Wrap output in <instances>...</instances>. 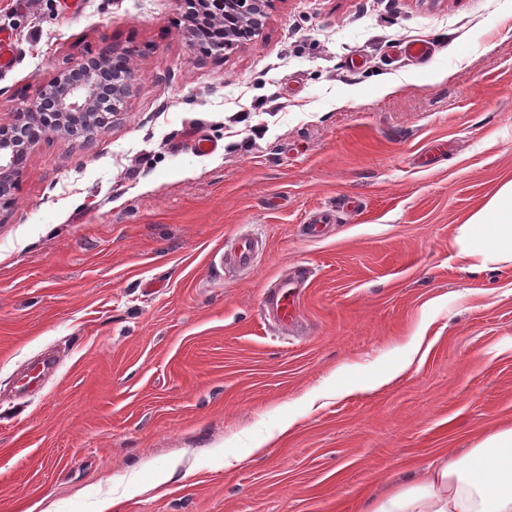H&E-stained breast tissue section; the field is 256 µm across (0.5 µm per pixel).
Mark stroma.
I'll list each match as a JSON object with an SVG mask.
<instances>
[{"label": "stroma", "instance_id": "1", "mask_svg": "<svg viewBox=\"0 0 512 512\" xmlns=\"http://www.w3.org/2000/svg\"><path fill=\"white\" fill-rule=\"evenodd\" d=\"M81 2L0 0V124L103 42L137 78L0 208V512H360L512 425V267L449 248L512 172V0H276L217 58L180 0ZM242 233L248 270L224 260ZM263 250V243L252 236H240L232 242L231 261L240 269H248L259 252ZM290 291L288 284L280 288H273L266 303V309L272 312L277 324L281 327H288L295 319L294 303L291 300Z\"/></svg>", "mask_w": 512, "mask_h": 512}]
</instances>
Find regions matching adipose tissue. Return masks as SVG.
I'll list each match as a JSON object with an SVG mask.
<instances>
[{"mask_svg":"<svg viewBox=\"0 0 512 512\" xmlns=\"http://www.w3.org/2000/svg\"><path fill=\"white\" fill-rule=\"evenodd\" d=\"M451 246L474 270L512 266V177L454 225ZM361 512H512V427L482 437L467 454L441 459L420 478Z\"/></svg>","mask_w":512,"mask_h":512,"instance_id":"adipose-tissue-1","label":"adipose tissue"}]
</instances>
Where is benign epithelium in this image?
Here are the masks:
<instances>
[{
  "mask_svg": "<svg viewBox=\"0 0 512 512\" xmlns=\"http://www.w3.org/2000/svg\"><path fill=\"white\" fill-rule=\"evenodd\" d=\"M272 0H193L195 22L211 25L223 19L238 18L261 31L269 19ZM244 41L235 29L224 31L211 54ZM135 75L125 60L105 44L94 56L83 58L58 71L37 92L33 102L17 113L9 125H0V199H10L25 171L28 155L48 133L89 145L95 134L105 128L112 113L101 110L100 103L110 97L124 101L134 90Z\"/></svg>",
  "mask_w": 512,
  "mask_h": 512,
  "instance_id": "benign-epithelium-1",
  "label": "benign epithelium"
}]
</instances>
